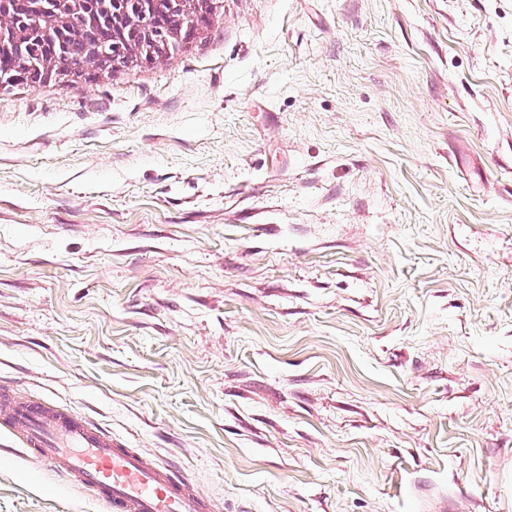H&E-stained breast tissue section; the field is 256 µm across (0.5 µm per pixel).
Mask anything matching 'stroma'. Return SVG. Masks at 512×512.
<instances>
[{
    "instance_id": "obj_1",
    "label": "stroma",
    "mask_w": 512,
    "mask_h": 512,
    "mask_svg": "<svg viewBox=\"0 0 512 512\" xmlns=\"http://www.w3.org/2000/svg\"><path fill=\"white\" fill-rule=\"evenodd\" d=\"M2 384L216 512H512V0H214L0 88ZM0 445V512H103ZM211 11L212 7L209 5L200 11L196 15L195 24L192 27L182 20L177 11L174 13L161 12L155 19L153 32L161 35L162 31L172 46L179 49L200 27L209 24Z\"/></svg>"
}]
</instances>
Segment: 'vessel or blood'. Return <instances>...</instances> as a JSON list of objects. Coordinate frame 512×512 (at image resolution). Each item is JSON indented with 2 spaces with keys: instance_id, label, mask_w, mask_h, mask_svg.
Listing matches in <instances>:
<instances>
[{
  "instance_id": "obj_1",
  "label": "vessel or blood",
  "mask_w": 512,
  "mask_h": 512,
  "mask_svg": "<svg viewBox=\"0 0 512 512\" xmlns=\"http://www.w3.org/2000/svg\"><path fill=\"white\" fill-rule=\"evenodd\" d=\"M0 430L104 512H215L185 472L146 459L82 416L0 389Z\"/></svg>"
}]
</instances>
